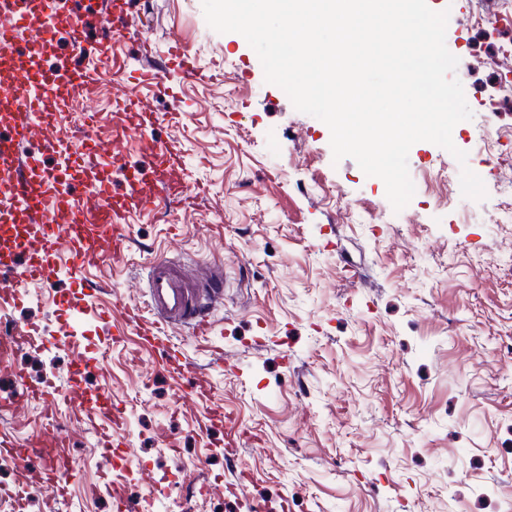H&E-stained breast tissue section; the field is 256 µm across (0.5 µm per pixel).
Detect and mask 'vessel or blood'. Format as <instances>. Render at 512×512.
Segmentation results:
<instances>
[{
    "label": "vessel or blood",
    "mask_w": 512,
    "mask_h": 512,
    "mask_svg": "<svg viewBox=\"0 0 512 512\" xmlns=\"http://www.w3.org/2000/svg\"><path fill=\"white\" fill-rule=\"evenodd\" d=\"M104 29L98 44L99 53L112 49L115 38L128 33L127 19L122 0H101ZM28 34L24 53L14 51L16 40ZM59 33L52 0H11L10 7L0 8V62L14 67L31 63L34 52L48 53L54 47ZM172 61L187 79L198 80L203 76L194 54L183 45L170 50ZM100 72L93 67L76 70L66 79L53 73H40L28 83L24 96H16L9 86L0 84V106L11 112V134L0 140V211L11 216L12 221L0 225V239L17 240L18 226L22 223L37 225L39 248L30 254L25 276L31 283L50 287L54 282V257L58 239L67 236L68 263L73 272L106 263H119L122 259L121 240L124 227L120 223L123 212L139 209L155 196L193 204L194 195L188 194L182 177V150L174 142H153L149 150L155 158L151 175L129 169L124 173V190L116 194L111 190L107 172L91 178L87 194L97 200L96 209H88L84 200L63 196L52 184L50 176L38 175V160L33 154H19L17 144L31 141L34 129H41L44 141H53L58 134L54 113L44 111L47 99L55 98L66 104L76 102L89 105L98 94ZM138 116V126L153 124L155 114L149 111L136 90H129L117 104L112 116L113 135L109 144L86 137L80 150L70 152L69 158L79 175H86L94 166L100 152L110 156L123 153L136 126L129 123L130 116ZM147 304L154 318L142 320L136 309H127L126 315L144 335H153L162 327L190 325L195 335H208L211 328L210 314L217 300L214 289L191 283L171 261L154 262L147 280ZM46 337L36 336L26 328H14L0 334V354L35 344H46ZM70 404L83 416L95 419L111 414L115 426H122L120 414L112 413L107 401L90 400L80 392H72ZM58 427L43 429L29 442V450L17 448L12 438L0 437V449L12 453L19 472H26L32 462H40L47 488L57 489L59 473L66 468L65 454L56 450L60 445Z\"/></svg>",
    "instance_id": "vessel-or-blood-1"
}]
</instances>
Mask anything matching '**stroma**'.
I'll list each match as a JSON object with an SVG mask.
<instances>
[{"label": "stroma", "mask_w": 512, "mask_h": 512, "mask_svg": "<svg viewBox=\"0 0 512 512\" xmlns=\"http://www.w3.org/2000/svg\"><path fill=\"white\" fill-rule=\"evenodd\" d=\"M427 3L449 13L445 42L473 112L452 140L487 196L463 197L461 165L421 141L408 155L415 194L397 212L380 178L334 160L325 123L265 82L242 35L208 26L201 0H128V26L156 58L180 39L207 79L170 70L165 93L141 87L155 121L112 161V179L151 171L141 141L175 140L202 193L128 214L119 264L77 278L60 248L49 288L16 264L18 299L0 305V329L56 339L11 360L25 384L51 381L53 396L12 406L22 386L0 373V434L23 443L57 424L76 463L53 498L32 466L23 512H115L120 500L129 512H506L512 223L496 187L512 183V0L493 24L475 20L482 0ZM81 11L85 44L61 43L35 67L96 64L94 107L108 114L142 63L125 39L97 54V0ZM492 100L498 111H486ZM177 102L185 115L174 122ZM162 257L224 278L208 342L183 325L166 331L187 383L155 368L121 314L145 302L147 266ZM75 388L109 397L123 448L100 447L105 421L71 409Z\"/></svg>", "instance_id": "35a3bbf8"}]
</instances>
